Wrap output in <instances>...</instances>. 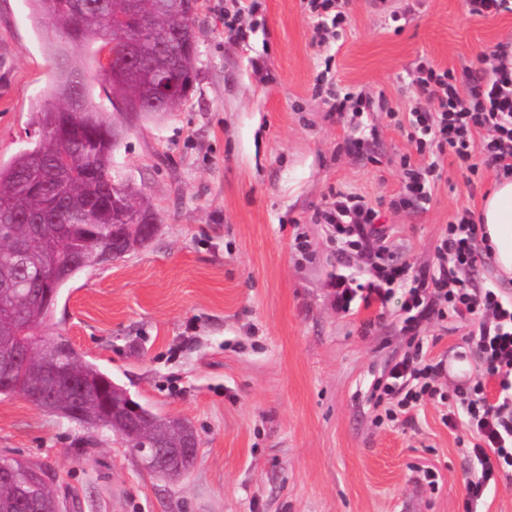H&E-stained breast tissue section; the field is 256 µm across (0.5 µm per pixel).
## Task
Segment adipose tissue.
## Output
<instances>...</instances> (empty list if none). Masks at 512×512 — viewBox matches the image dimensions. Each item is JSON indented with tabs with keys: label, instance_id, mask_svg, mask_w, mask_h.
<instances>
[{
	"label": "adipose tissue",
	"instance_id": "obj_1",
	"mask_svg": "<svg viewBox=\"0 0 512 512\" xmlns=\"http://www.w3.org/2000/svg\"><path fill=\"white\" fill-rule=\"evenodd\" d=\"M478 220L493 252L498 277L512 280V178H499L484 199Z\"/></svg>",
	"mask_w": 512,
	"mask_h": 512
}]
</instances>
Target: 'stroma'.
<instances>
[{"mask_svg":"<svg viewBox=\"0 0 512 512\" xmlns=\"http://www.w3.org/2000/svg\"><path fill=\"white\" fill-rule=\"evenodd\" d=\"M259 2L240 41L224 31L225 0H203L188 97L122 119L115 166L145 191L159 231L69 281L46 327L134 400L190 423L193 468L156 476L120 436L19 394L0 396V456L45 463L78 512H466L473 464L446 406L426 401L408 423L377 419L373 387L409 343L402 288L345 314L331 283L366 282L380 261L436 265L456 213L479 211L494 170L480 167L472 189L452 155L417 153L409 120L426 103L408 73L421 57L459 75L488 67L512 44V0L489 17L461 0H347L348 22L327 40L304 0ZM60 64L29 0H0V164L33 141L31 108ZM324 72L388 110L331 111L314 91ZM406 159L437 161L438 177L400 206ZM338 191L378 210L384 252L337 251L316 214ZM469 331L451 317L417 327L445 363L467 353Z\"/></svg>","mask_w":512,"mask_h":512,"instance_id":"obj_1","label":"stroma"}]
</instances>
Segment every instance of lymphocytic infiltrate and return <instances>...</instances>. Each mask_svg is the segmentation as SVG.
Listing matches in <instances>:
<instances>
[{
  "instance_id": "1",
  "label": "lymphocytic infiltrate",
  "mask_w": 512,
  "mask_h": 512,
  "mask_svg": "<svg viewBox=\"0 0 512 512\" xmlns=\"http://www.w3.org/2000/svg\"><path fill=\"white\" fill-rule=\"evenodd\" d=\"M494 56L495 65L464 87L452 71L437 69L423 58L416 62L415 93L433 106L432 111L414 114V127L422 133L415 141L417 152L432 146L446 149L469 174H476L483 163L497 174L512 176V58L501 48ZM477 154L482 157L478 164L472 161ZM319 217L333 227L338 249L345 252L369 243L377 215L337 194ZM479 234L471 213L463 212L448 225L436 267L411 273L402 266L382 265L368 282L340 276L333 283L336 307L345 313L356 302L368 306L386 301L394 285L404 281L408 287L403 306L414 313L406 331H415L418 321L431 317L451 315L471 324L472 349L483 374L456 388L455 409L447 414L452 426L457 413H464L474 438L468 452L480 472L466 483L469 512H475L498 476L512 475V399L492 403L486 394L490 377L498 378L502 389H512V298L496 288L473 286L472 277L484 261ZM443 371V363L427 362L422 343H410L386 380L375 386L385 419L397 421L424 398L439 395Z\"/></svg>"
}]
</instances>
